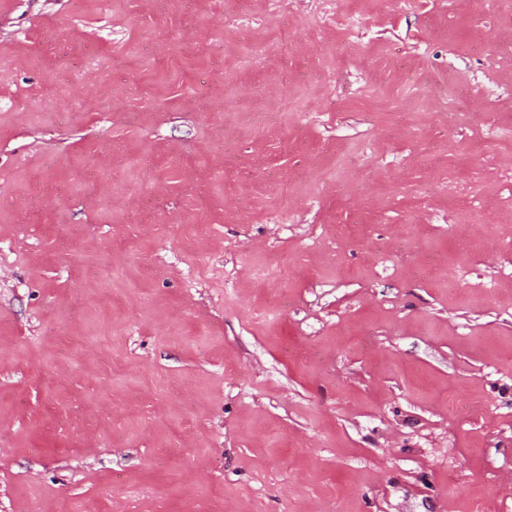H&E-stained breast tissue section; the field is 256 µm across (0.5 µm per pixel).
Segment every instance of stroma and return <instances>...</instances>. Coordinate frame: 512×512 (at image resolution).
<instances>
[{
    "instance_id": "obj_1",
    "label": "stroma",
    "mask_w": 512,
    "mask_h": 512,
    "mask_svg": "<svg viewBox=\"0 0 512 512\" xmlns=\"http://www.w3.org/2000/svg\"><path fill=\"white\" fill-rule=\"evenodd\" d=\"M0 512H512V0H0Z\"/></svg>"
}]
</instances>
